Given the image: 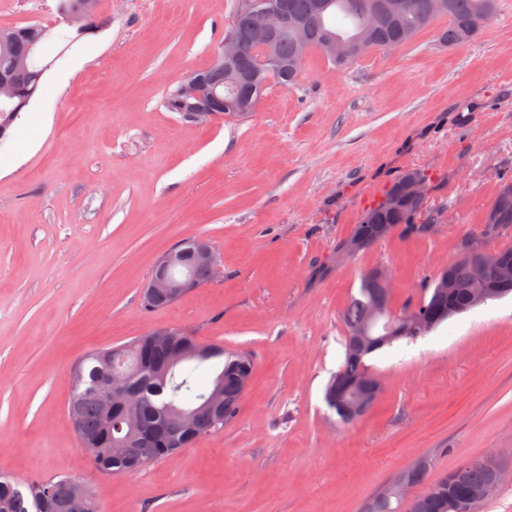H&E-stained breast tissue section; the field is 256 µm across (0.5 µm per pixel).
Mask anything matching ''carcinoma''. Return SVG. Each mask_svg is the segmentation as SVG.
Returning <instances> with one entry per match:
<instances>
[{
	"label": "carcinoma",
	"instance_id": "1",
	"mask_svg": "<svg viewBox=\"0 0 512 512\" xmlns=\"http://www.w3.org/2000/svg\"><path fill=\"white\" fill-rule=\"evenodd\" d=\"M407 7L401 13L388 14L382 23L371 31L370 41L360 51L346 59L333 63L346 66L375 48L402 47L415 35L439 17L448 18V28L440 39L450 46L459 45L479 36L498 11V0H446L445 8H435V0H406ZM316 0H269L267 5L278 9L284 16H298L306 28V41L297 32L283 26L273 36L270 59L258 71H245L243 64L253 60L259 38L248 23V10L256 0H238L232 24L225 36L236 35L239 39L238 62H227L225 68L215 63L199 71L214 85L225 86V96L237 101L229 111L245 116L254 111L258 98L269 79L288 88L295 85L302 71L305 57L312 50H322L325 39L336 37L351 43L365 25V14L380 6L383 0H330L327 9L319 10ZM103 22L96 12L84 15L82 29L64 36L67 45L79 42L94 34ZM50 31L40 24H27L0 29V69L26 58L29 75L25 86L16 98L0 102V115L15 111L24 97L37 93L47 66H40L31 59L35 45L45 43ZM411 175L419 178L417 170L405 172L388 190L385 199L368 210L354 235L367 234L373 224H393L420 232L424 225L417 218L424 209L425 200H405L395 204L404 181ZM512 189L507 183L492 203L486 220H494L501 228L512 227V197L505 195ZM369 275L361 279L358 296L354 297L342 313L346 327L343 338L345 358L342 366L329 380L324 391V401L338 417V421L350 424L369 412L365 408L356 412L343 404L347 388L368 382L372 368L367 358L385 347L400 341L412 342L427 336L449 318L475 308L474 295L480 288L489 293L488 300H496L512 294V277H507L494 264H479L473 258H457L439 270L433 280L423 286L421 298L399 310L387 308L395 317L408 314L428 317L417 335L403 330L396 322L387 330L379 329V321L373 319V291L368 283ZM366 330L370 336H385L383 343H372L364 348L357 342V334ZM179 341L190 339L203 346L209 354L203 358H190L162 376L154 368L163 364L167 346L151 341L150 336H139L120 345L121 354L113 360V366L131 375L130 385L139 395L138 421L153 430L149 437L141 436L135 421L123 415L112 418L111 430L104 431L98 386L102 369L100 351L88 354L71 372L72 394L68 412L78 441L86 442L88 453L95 468L107 475L135 473L148 465L170 457L203 436L224 429L236 417L239 400L244 393L253 369L251 357L244 352H230L217 343H206L184 329H173ZM212 372L209 389L198 386V370ZM220 390L224 406V420L215 426L208 401L215 390ZM430 463L401 472L397 479L423 491L411 502L400 499L374 497L363 512H451L453 504L467 499L472 491L498 482L497 472L488 468L449 471L436 480H429ZM66 491L65 478L19 482L0 477V512H53V496L49 490Z\"/></svg>",
	"mask_w": 512,
	"mask_h": 512
}]
</instances>
